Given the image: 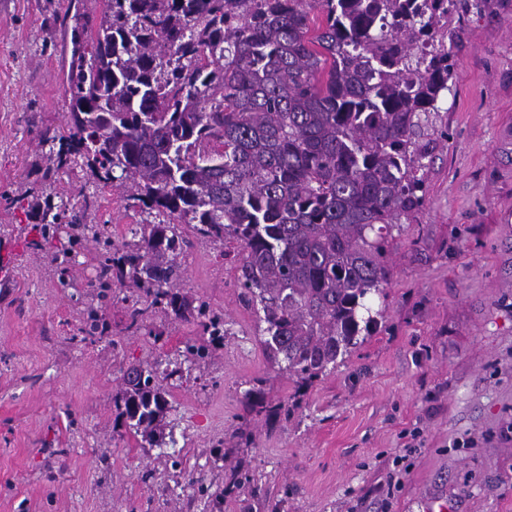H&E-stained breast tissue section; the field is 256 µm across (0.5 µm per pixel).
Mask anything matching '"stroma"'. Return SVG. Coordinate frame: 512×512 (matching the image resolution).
I'll use <instances>...</instances> for the list:
<instances>
[{"label":"stroma","instance_id":"obj_1","mask_svg":"<svg viewBox=\"0 0 512 512\" xmlns=\"http://www.w3.org/2000/svg\"><path fill=\"white\" fill-rule=\"evenodd\" d=\"M74 13L0 0V512H424L442 494L447 512H512V0L449 13L457 66L419 218L389 241L378 325L300 393L270 367L232 258L188 225L178 290L231 326L202 362L184 353L195 324L156 309L130 330L135 289L98 297L93 238L30 247L48 203L118 246L146 220L84 162L47 173ZM93 311L108 332L90 331ZM145 362L167 392L158 443L130 436L115 403ZM251 397L289 409L257 415Z\"/></svg>","mask_w":512,"mask_h":512}]
</instances>
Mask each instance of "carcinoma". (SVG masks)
<instances>
[{
  "label": "carcinoma",
  "instance_id": "obj_1",
  "mask_svg": "<svg viewBox=\"0 0 512 512\" xmlns=\"http://www.w3.org/2000/svg\"><path fill=\"white\" fill-rule=\"evenodd\" d=\"M319 10L313 23L307 6ZM453 0H106L99 24L76 18L65 85L67 134L48 172L81 158L128 189L158 222L102 237V295L130 283L148 309L192 318L207 339L225 322L176 291L177 225L239 245L240 300L257 317L272 367L303 389L377 327L366 301L389 284L392 231L425 198L426 145L452 79ZM75 216L49 205L40 238ZM121 415L153 439L168 409L148 363L123 374Z\"/></svg>",
  "mask_w": 512,
  "mask_h": 512
}]
</instances>
